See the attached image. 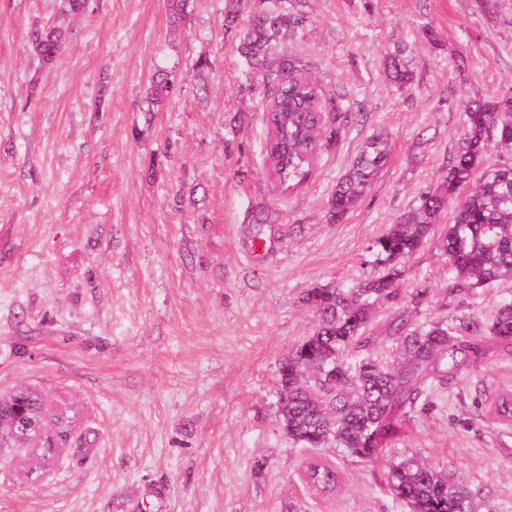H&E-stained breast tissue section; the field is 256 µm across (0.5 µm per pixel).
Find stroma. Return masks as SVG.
I'll return each instance as SVG.
<instances>
[{"label":"stroma","mask_w":512,"mask_h":512,"mask_svg":"<svg viewBox=\"0 0 512 512\" xmlns=\"http://www.w3.org/2000/svg\"><path fill=\"white\" fill-rule=\"evenodd\" d=\"M0 0V395L44 398L47 431L0 448V512H406L386 462L419 455L512 512V351L433 382L383 458L294 444L277 408L280 363L316 327L310 290L349 284L417 195L436 187L460 107L512 94V22L475 0H244L242 17H301L296 54L328 102L306 180L279 187L265 152L268 93L224 32L226 0ZM64 26L44 64L29 32ZM410 55L400 87L385 58ZM159 74L176 78L149 106ZM391 151L341 218L329 200L363 144ZM434 233L403 258L419 320L491 322L512 280L451 294ZM333 459L335 496L302 482Z\"/></svg>","instance_id":"35a3bbf8"}]
</instances>
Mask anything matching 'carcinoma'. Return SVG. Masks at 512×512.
I'll list each match as a JSON object with an SVG mask.
<instances>
[{"label": "carcinoma", "instance_id": "obj_1", "mask_svg": "<svg viewBox=\"0 0 512 512\" xmlns=\"http://www.w3.org/2000/svg\"><path fill=\"white\" fill-rule=\"evenodd\" d=\"M301 23L280 9L256 14L243 25L238 0H230L224 12V31L234 36L237 51L271 92L265 151L281 187L296 186L307 178L324 135L326 100L319 83L294 56L271 57L273 43ZM30 44L50 65L63 50L62 31L57 26L37 29ZM390 67L400 86L412 81L403 51L396 50ZM171 83L167 75L156 78L148 93L150 103L165 101ZM462 112L465 128L449 156L445 179L437 188L421 192L389 231L374 240L364 264L375 268V255L380 252L404 256L417 252L451 207L453 217L441 247L456 273L452 291L464 299L478 287L512 276V97L468 100ZM492 138L508 158L479 174ZM389 151L387 139L380 135L364 143L331 198L332 216L353 206L377 178ZM468 185L470 192L461 195ZM388 275L386 270L370 272L350 287L314 288L306 297L318 323L283 357L278 392L283 428L304 448H343L363 461L377 459L433 380H447L477 367L488 359L494 343L512 342L511 296L502 299L491 323L466 316L450 327L446 318L415 320L431 294L423 287L409 293L389 322L395 352L376 354V338L364 335V329L374 310L372 303L399 298L401 278L390 282ZM19 408L31 419H43L42 397L26 387L0 399V419L9 422ZM303 479L327 497L339 487L341 474L336 464L321 459L306 467ZM386 480L391 494L411 512H477L486 504L482 489L464 485L416 458L391 464Z\"/></svg>", "mask_w": 512, "mask_h": 512}]
</instances>
